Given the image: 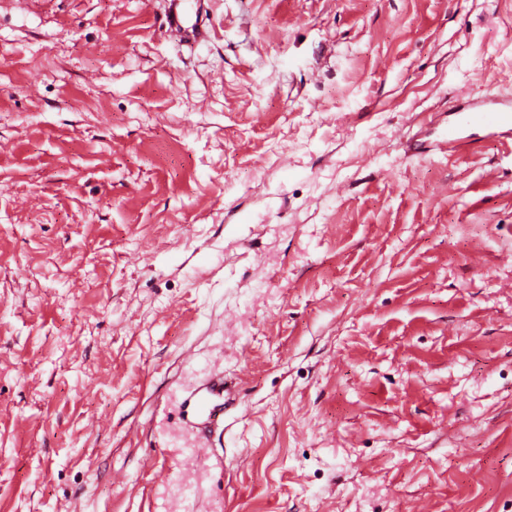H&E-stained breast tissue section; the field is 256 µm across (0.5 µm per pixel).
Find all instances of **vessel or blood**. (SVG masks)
<instances>
[{
    "label": "vessel or blood",
    "mask_w": 512,
    "mask_h": 512,
    "mask_svg": "<svg viewBox=\"0 0 512 512\" xmlns=\"http://www.w3.org/2000/svg\"><path fill=\"white\" fill-rule=\"evenodd\" d=\"M167 24L171 31L196 41L206 40L209 32L203 24L189 22L183 0H171ZM484 129L487 135L512 141V100L495 93L481 98L462 97L448 111V146L457 150L469 143L467 132ZM224 380L210 379L196 388L183 403L195 430L206 434L224 424Z\"/></svg>",
    "instance_id": "b4317fda"
}]
</instances>
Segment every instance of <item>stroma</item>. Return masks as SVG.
I'll list each match as a JSON object with an SVG mask.
<instances>
[{
	"label": "stroma",
	"instance_id": "obj_1",
	"mask_svg": "<svg viewBox=\"0 0 512 512\" xmlns=\"http://www.w3.org/2000/svg\"><path fill=\"white\" fill-rule=\"evenodd\" d=\"M169 5L0 0V512H512V0ZM183 2L182 0H171L172 7L167 16L169 29L195 41L206 40L209 37L208 30L204 24H200L197 14L194 23L189 24ZM482 128L487 135L512 143V100L497 93L481 98L462 97L448 110V146L452 150L467 146L468 130ZM224 380L212 378L196 388L183 403V412L201 434L224 425Z\"/></svg>",
	"mask_w": 512,
	"mask_h": 512
}]
</instances>
